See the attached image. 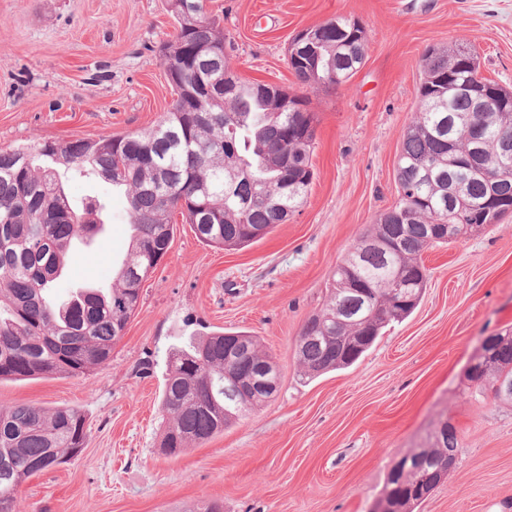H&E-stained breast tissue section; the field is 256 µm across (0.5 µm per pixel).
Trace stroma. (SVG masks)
<instances>
[{
	"mask_svg": "<svg viewBox=\"0 0 512 512\" xmlns=\"http://www.w3.org/2000/svg\"><path fill=\"white\" fill-rule=\"evenodd\" d=\"M246 79L303 93L290 39L345 15L366 31L364 65L309 95L317 114L313 181L303 204L237 249L200 242L179 222L109 361L91 372L0 381V408L78 407L88 439L26 479L15 512H375L406 452L455 426L458 462L416 512H512V405L480 393L467 364L483 338L512 332V214L422 260L428 286L411 316L385 328L354 365L307 380L296 339L330 276L398 201L401 134L418 111L420 58L456 42L480 76L512 87V0H207ZM174 20L165 0H0V151L121 135L157 123L174 98L158 48ZM75 207L104 202V226L75 241L53 294L111 286L131 226L123 193L60 169ZM95 258H82L85 250ZM247 331L274 358V396L202 445L159 449L172 348Z\"/></svg>",
	"mask_w": 512,
	"mask_h": 512,
	"instance_id": "1",
	"label": "stroma"
}]
</instances>
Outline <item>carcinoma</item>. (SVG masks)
Segmentation results:
<instances>
[{"label": "carcinoma", "instance_id": "carcinoma-1", "mask_svg": "<svg viewBox=\"0 0 512 512\" xmlns=\"http://www.w3.org/2000/svg\"><path fill=\"white\" fill-rule=\"evenodd\" d=\"M167 6L177 33L159 53L175 98L153 128L0 151V380L80 375L109 360L139 307L142 282L168 251L176 211L192 225L205 212L209 223L200 225L197 238L234 248L262 239L304 202L314 176L315 113L301 97L291 112L282 104L286 90L274 85L261 94L247 79L228 96L200 93L198 67L213 77L218 69L235 68L224 30L208 18L206 0H167ZM328 24L305 62H294L288 45L289 70L313 91L346 84L365 59L366 32L357 20L338 16ZM478 68L472 50L458 44L423 53L419 113L401 135L399 204L359 238L345 265L336 266L323 308L304 323L296 359L305 378L350 366L383 328L413 312L428 282L422 253L450 242L435 230L451 227L455 241L475 232L487 219L482 208L492 191L512 207V151H501L502 135L512 138V90L494 81L488 84L505 102L481 118L479 171L448 182V159H463L471 148L463 128L452 125L455 117H470L471 101L453 87L471 81ZM57 165L79 174L90 170L125 190L132 226L127 259L111 290L63 304L49 291L73 242L101 230L102 205L90 200L74 208ZM353 281L368 290L367 299L351 290ZM495 348L496 358L469 380L512 402L496 390L500 378H512V336H497ZM262 365L276 363L245 332H213L171 352L161 401L169 424L161 447L176 454L189 442L203 444L231 419L262 406L224 394V375L246 378ZM87 437L77 407L1 409L0 512H13L20 485L77 453ZM458 452L449 424L430 447L406 454L416 464L389 472L388 507L415 512Z\"/></svg>", "mask_w": 512, "mask_h": 512}]
</instances>
